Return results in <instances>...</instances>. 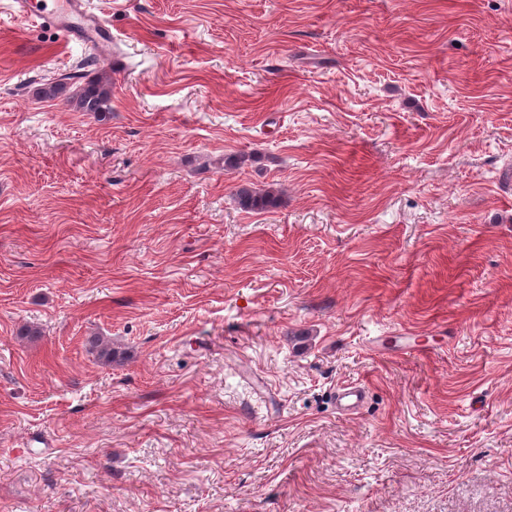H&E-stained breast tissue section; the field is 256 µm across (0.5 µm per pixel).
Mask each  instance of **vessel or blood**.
Here are the masks:
<instances>
[{
    "label": "vessel or blood",
    "instance_id": "b4317fda",
    "mask_svg": "<svg viewBox=\"0 0 512 512\" xmlns=\"http://www.w3.org/2000/svg\"><path fill=\"white\" fill-rule=\"evenodd\" d=\"M11 10L26 21L50 28L67 42L102 43L101 18L87 0H11Z\"/></svg>",
    "mask_w": 512,
    "mask_h": 512
}]
</instances>
